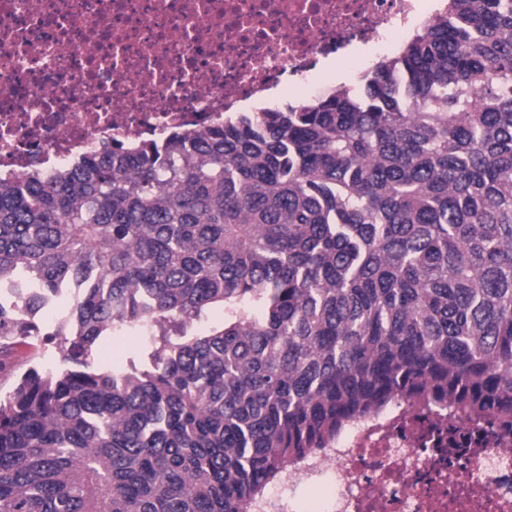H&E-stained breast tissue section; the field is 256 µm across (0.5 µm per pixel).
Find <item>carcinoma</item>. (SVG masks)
Returning a JSON list of instances; mask_svg holds the SVG:
<instances>
[{
  "label": "carcinoma",
  "mask_w": 512,
  "mask_h": 512,
  "mask_svg": "<svg viewBox=\"0 0 512 512\" xmlns=\"http://www.w3.org/2000/svg\"><path fill=\"white\" fill-rule=\"evenodd\" d=\"M4 284L0 512H248L397 395L511 416L512 0H442L357 86L0 180ZM123 332L148 365L101 362Z\"/></svg>",
  "instance_id": "1"
}]
</instances>
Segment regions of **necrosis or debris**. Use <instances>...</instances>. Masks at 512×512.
I'll return each mask as SVG.
<instances>
[{
    "label": "necrosis or debris",
    "instance_id": "necrosis-or-debris-1",
    "mask_svg": "<svg viewBox=\"0 0 512 512\" xmlns=\"http://www.w3.org/2000/svg\"><path fill=\"white\" fill-rule=\"evenodd\" d=\"M439 0H0V172L14 181L116 141L223 124L282 88H317L342 50L392 51ZM332 477L330 512H512V424L396 398L289 465L287 491Z\"/></svg>",
    "mask_w": 512,
    "mask_h": 512
}]
</instances>
